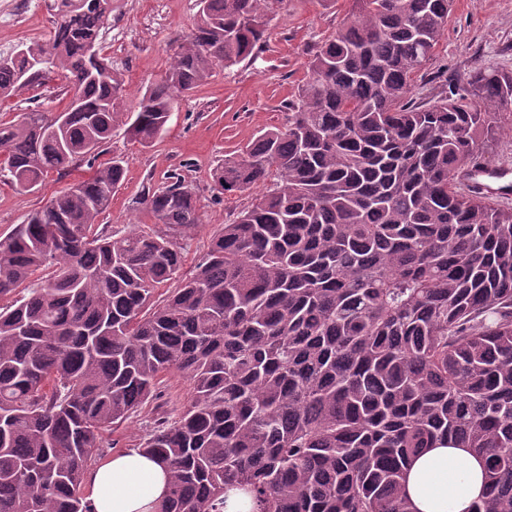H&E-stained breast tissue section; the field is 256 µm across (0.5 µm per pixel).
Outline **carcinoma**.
Here are the masks:
<instances>
[{
  "label": "carcinoma",
  "instance_id": "cac0c4a2",
  "mask_svg": "<svg viewBox=\"0 0 512 512\" xmlns=\"http://www.w3.org/2000/svg\"><path fill=\"white\" fill-rule=\"evenodd\" d=\"M274 2L199 0L135 113L87 54L112 0H52L48 40L0 58V98L59 73L81 99L56 130L39 105L1 122L0 173L29 192L93 168L0 236V512H91L103 433L171 372L190 398L140 443L170 473L159 512H222L234 486L259 512H411L405 467L442 440L484 460L471 512H512V206L455 186L512 112V70L416 96L453 0H353L288 125L213 171L220 194L265 192L190 272L180 240L202 215L177 174L142 199L154 228L94 229L125 174L95 151L118 128L151 143L179 96L255 57Z\"/></svg>",
  "mask_w": 512,
  "mask_h": 512
}]
</instances>
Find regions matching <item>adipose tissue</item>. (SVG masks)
I'll use <instances>...</instances> for the list:
<instances>
[{"label": "adipose tissue", "instance_id": "adipose-tissue-1", "mask_svg": "<svg viewBox=\"0 0 512 512\" xmlns=\"http://www.w3.org/2000/svg\"><path fill=\"white\" fill-rule=\"evenodd\" d=\"M483 459L465 448L424 449L406 469L403 491L413 512H470L483 490ZM94 512H157L168 494V471L157 458L130 448L85 474Z\"/></svg>", "mask_w": 512, "mask_h": 512}]
</instances>
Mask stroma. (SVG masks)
I'll use <instances>...</instances> for the list:
<instances>
[{
  "mask_svg": "<svg viewBox=\"0 0 512 512\" xmlns=\"http://www.w3.org/2000/svg\"><path fill=\"white\" fill-rule=\"evenodd\" d=\"M351 9L352 0H279L259 57L228 69L216 68L207 83L179 97L159 139L144 146L116 129L111 141L100 148L97 161L122 158L126 175L98 219L100 230L125 233L136 228L142 219L139 199L177 173L195 192L203 218L183 242L184 266L190 269L199 263L212 234L252 201L245 194L219 196L211 179L213 169L259 134L287 124L286 104L305 80L310 50L335 34ZM197 20V0H112L103 51L123 78L127 111H137L143 91L160 80ZM50 29L44 0H26L21 23L0 28V44L13 50L44 39ZM479 63L512 70V0H454L447 30L416 93L427 94L434 82L443 79L451 87L461 86ZM65 85L57 77L26 87L17 96L0 98V120H13L38 104L52 111L63 109L68 102ZM89 174L87 165L81 164L65 175H50L43 187L29 193L16 191L0 177V235L22 223L53 192ZM189 396V381L176 372L168 375L156 400L103 434L97 460L138 447L154 421L180 408Z\"/></svg>",
  "mask_w": 512,
  "mask_h": 512,
  "instance_id": "1",
  "label": "stroma"
}]
</instances>
